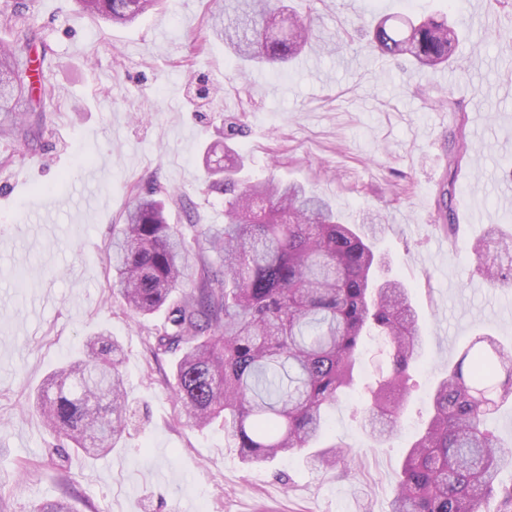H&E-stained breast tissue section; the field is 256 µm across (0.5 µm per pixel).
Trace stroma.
<instances>
[{"label": "stroma", "mask_w": 512, "mask_h": 512, "mask_svg": "<svg viewBox=\"0 0 512 512\" xmlns=\"http://www.w3.org/2000/svg\"><path fill=\"white\" fill-rule=\"evenodd\" d=\"M315 31L293 63L247 70L209 33L217 0H164L126 26L79 15L73 0H0L38 34L39 138H0V512L71 493L77 512H391L402 455L431 415L436 383L475 335L512 350V287H492L472 254L512 232V0H284ZM448 13L465 28L459 69L407 72L371 54L381 16ZM453 93L460 115L442 108ZM465 122L455 247L437 206L448 134ZM230 143L251 178L307 183L350 224L384 217L382 276L403 280L425 348L396 435L372 446L360 393L329 412L317 445L356 453L352 472L304 454L245 466L220 426L175 420V357L155 355L165 315H134L112 288L106 248L134 187L171 189L168 221L187 240L224 221L205 182L210 146ZM108 330L124 349L127 430L102 456L48 431L35 407L46 375Z\"/></svg>", "instance_id": "1"}]
</instances>
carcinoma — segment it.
Returning <instances> with one entry per match:
<instances>
[{
  "mask_svg": "<svg viewBox=\"0 0 512 512\" xmlns=\"http://www.w3.org/2000/svg\"><path fill=\"white\" fill-rule=\"evenodd\" d=\"M160 0H76L92 19L127 24ZM271 0H224L212 30L245 61L291 62L311 39L300 18L277 33ZM368 47L397 63L422 69L450 67L459 35L443 14L419 21L383 20ZM33 37L14 30L0 45V135L27 141L40 102L25 94ZM466 155L464 137L452 134L450 179ZM244 157L224 147V223L204 232L205 245H187L169 224L156 191L138 192L123 225L112 232L107 259L126 305L147 316L167 311L156 350L180 352L172 390L178 418L198 428L220 421L248 467L314 447L328 408L354 385L366 336L385 343L388 371L370 390L368 422L374 440L393 432L406 401L409 371L423 354L420 317L406 287L381 279L376 254L380 227L344 224L328 200L301 182L240 177ZM453 190L442 193L448 242L456 244ZM489 281L512 282V240L488 238L474 247ZM197 278L184 289L186 272ZM87 358L67 361L36 396L46 426L64 432L79 450L95 444L105 454L126 431L128 391L119 371L122 348L100 333ZM512 402V352L490 336L464 350L432 395L424 432L406 449L391 512H480L497 493L512 508V488L495 486L512 466V447L485 428L487 418ZM307 459L334 469L353 460L342 444L312 450Z\"/></svg>",
  "mask_w": 512,
  "mask_h": 512,
  "instance_id": "obj_1",
  "label": "carcinoma"
}]
</instances>
